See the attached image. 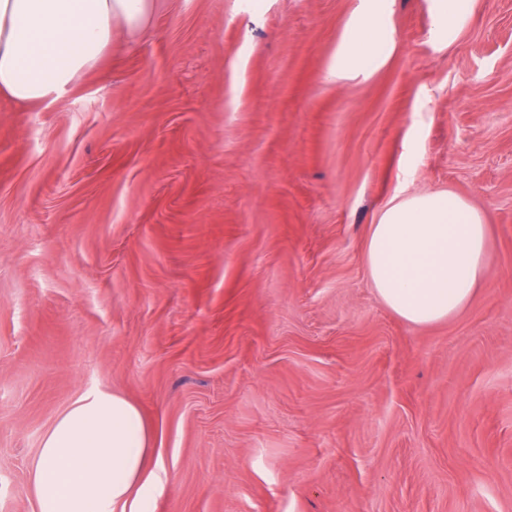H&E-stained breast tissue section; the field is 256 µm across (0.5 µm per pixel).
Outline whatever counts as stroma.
<instances>
[{
    "mask_svg": "<svg viewBox=\"0 0 512 512\" xmlns=\"http://www.w3.org/2000/svg\"><path fill=\"white\" fill-rule=\"evenodd\" d=\"M358 4L151 0L54 103L0 96V512L95 390L153 428V512H512V0L453 40L392 0L386 63L327 80ZM436 189L487 280L417 327L365 239Z\"/></svg>",
    "mask_w": 512,
    "mask_h": 512,
    "instance_id": "obj_1",
    "label": "stroma"
}]
</instances>
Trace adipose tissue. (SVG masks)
<instances>
[{"instance_id":"ef3b65f1","label":"adipose tissue","mask_w":512,"mask_h":512,"mask_svg":"<svg viewBox=\"0 0 512 512\" xmlns=\"http://www.w3.org/2000/svg\"><path fill=\"white\" fill-rule=\"evenodd\" d=\"M389 0H361L325 75L344 79L394 49ZM150 0H0V95L49 104L100 61L115 24L141 28ZM483 213L451 190L394 195L370 225L365 258L380 301L413 326L450 318L486 275ZM153 431L128 399L78 397L46 431L30 481L38 512H147L163 490Z\"/></svg>"}]
</instances>
